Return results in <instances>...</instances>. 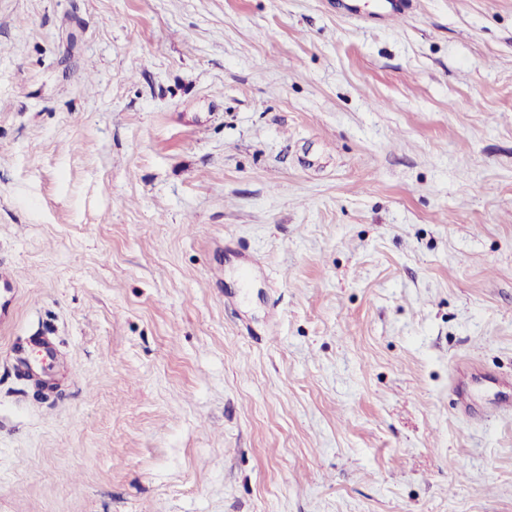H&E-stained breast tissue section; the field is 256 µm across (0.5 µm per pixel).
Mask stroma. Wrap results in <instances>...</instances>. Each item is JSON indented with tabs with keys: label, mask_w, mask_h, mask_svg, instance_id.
<instances>
[{
	"label": "stroma",
	"mask_w": 512,
	"mask_h": 512,
	"mask_svg": "<svg viewBox=\"0 0 512 512\" xmlns=\"http://www.w3.org/2000/svg\"><path fill=\"white\" fill-rule=\"evenodd\" d=\"M382 13L0 0V512H512V0ZM56 349L54 344L47 339H42V343L34 352H29L26 357L19 358L18 352L10 350L11 358L21 367L33 374H44L51 366Z\"/></svg>",
	"instance_id": "1"
}]
</instances>
